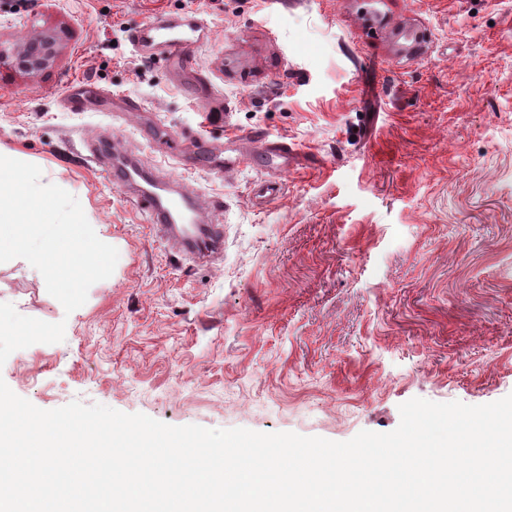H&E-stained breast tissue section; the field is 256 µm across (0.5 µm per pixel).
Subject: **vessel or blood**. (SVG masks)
<instances>
[{
  "label": "vessel or blood",
  "mask_w": 512,
  "mask_h": 512,
  "mask_svg": "<svg viewBox=\"0 0 512 512\" xmlns=\"http://www.w3.org/2000/svg\"><path fill=\"white\" fill-rule=\"evenodd\" d=\"M213 38L212 29L203 21L184 23L177 18L158 14L146 24L132 30L130 40L142 57L163 58L173 62L187 60L191 51ZM259 155L274 167L275 178L261 181L255 197L271 200L282 191L281 176L288 171V159L296 152L287 140H271L263 132L252 133ZM198 150L207 158H223L225 172H232L251 163L252 158L232 145L216 151L206 141H198ZM112 179L132 190L139 205L147 212L153 231L170 240L175 249L195 262L213 265L224 258V227L216 217L223 210L221 200L202 196L188 197L170 183L157 181L141 165L128 160L114 162Z\"/></svg>",
  "instance_id": "obj_1"
}]
</instances>
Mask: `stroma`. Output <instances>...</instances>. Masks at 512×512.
<instances>
[{"mask_svg":"<svg viewBox=\"0 0 512 512\" xmlns=\"http://www.w3.org/2000/svg\"><path fill=\"white\" fill-rule=\"evenodd\" d=\"M159 12L211 27L187 67L132 46ZM45 31L50 66L0 65V155L74 195L119 259L69 314L26 260L0 263V303L66 324L0 366L15 394L339 442L395 430L414 398L512 394V0H0L1 44ZM256 129L297 148L270 203L262 161H180L190 133L247 150ZM92 137L221 198L223 262L156 236Z\"/></svg>","mask_w":512,"mask_h":512,"instance_id":"1","label":"stroma"}]
</instances>
